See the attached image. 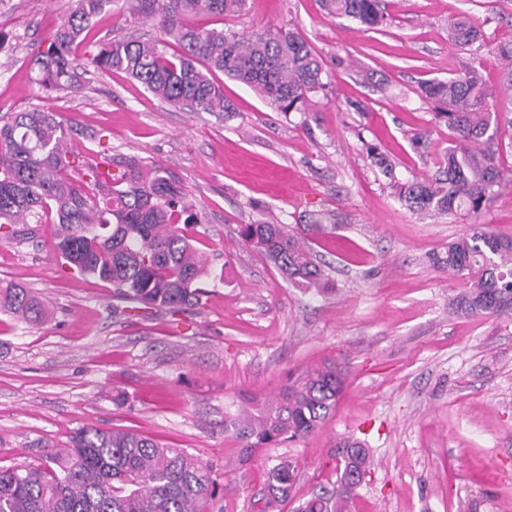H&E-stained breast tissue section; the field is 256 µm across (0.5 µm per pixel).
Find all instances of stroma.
<instances>
[{"instance_id": "stroma-1", "label": "stroma", "mask_w": 512, "mask_h": 512, "mask_svg": "<svg viewBox=\"0 0 512 512\" xmlns=\"http://www.w3.org/2000/svg\"><path fill=\"white\" fill-rule=\"evenodd\" d=\"M386 21L356 29L319 0H248L245 15L197 17L206 27L297 28L323 59L330 89L305 115L283 116L225 80L234 110L220 117L164 103L124 74L88 75L78 94L45 99L31 59L74 0H0V110L49 103L79 123L70 146L87 163L99 148L168 169L199 222L190 233L212 263L201 305L128 317L111 286L63 266L54 225L31 241H0V285L30 289L49 312L34 325L0 312V467L36 464L77 429H125L187 449L209 464L215 512H262L269 466L290 460L296 495L280 512L336 481L344 443H365L373 465L348 512H512V317L453 314L463 279L431 254L468 223L512 236V124L494 141L504 177L473 218L408 211L385 187L363 141L380 142L398 178L428 176L448 147L418 96L422 82L480 70L498 86L497 44L512 39V0H384ZM471 17L481 46L448 42V22ZM159 37L155 22L116 0L89 39ZM428 131V151L411 136ZM104 132L102 142L92 134ZM333 227L308 245L327 289L294 287L246 246L247 224ZM336 365L346 387L334 415L305 439L243 452L224 431L244 398L277 394L289 378ZM128 401L119 405L115 392Z\"/></svg>"}]
</instances>
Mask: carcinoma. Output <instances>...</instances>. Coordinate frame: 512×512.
<instances>
[{
	"mask_svg": "<svg viewBox=\"0 0 512 512\" xmlns=\"http://www.w3.org/2000/svg\"><path fill=\"white\" fill-rule=\"evenodd\" d=\"M116 0H77L58 28L42 38L34 64L45 96L84 87L87 69H78L71 47L92 20ZM129 12L158 20L165 38L127 37L100 44L88 63L100 72H122L153 96L190 112H232L223 74L251 88L276 112L305 114L313 93L328 89V72L296 28L261 31L197 27L192 15L239 17L248 0H123ZM331 17L374 28L384 23L382 0H320ZM480 31L467 16L448 28V42L467 48ZM504 62L501 90L512 93V41L497 48ZM419 94L435 120L450 132L438 174L399 179L375 143L367 156L389 179L393 194L413 212L471 216L492 202L502 173L491 144L499 115L488 107L493 96L475 69L447 80L426 81ZM81 129L64 128L57 112L35 106L0 114V239L27 240L32 225H58L54 253L81 274L112 285L115 294L145 309L178 313L201 303L200 281L211 275L183 225L197 223L193 208L168 172L134 157H102L84 165L68 149ZM245 245L261 253L289 282L313 288L324 278L304 238L283 224H247ZM433 263L467 280L453 300L456 311L474 317H512V236L473 224L448 244ZM0 310L29 323L46 317L29 289L0 286ZM345 375L334 366L314 368L291 379L271 400L254 404L230 423L243 448H268L298 441L336 410ZM372 466L361 442L344 446L336 467V487L312 495L297 512H342V501ZM296 482L295 467L279 462L267 470L269 502L286 499ZM217 492L212 472L199 457L137 433L81 428L64 448L42 462L0 468V512H211Z\"/></svg>",
	"mask_w": 512,
	"mask_h": 512,
	"instance_id": "obj_1",
	"label": "carcinoma"
}]
</instances>
